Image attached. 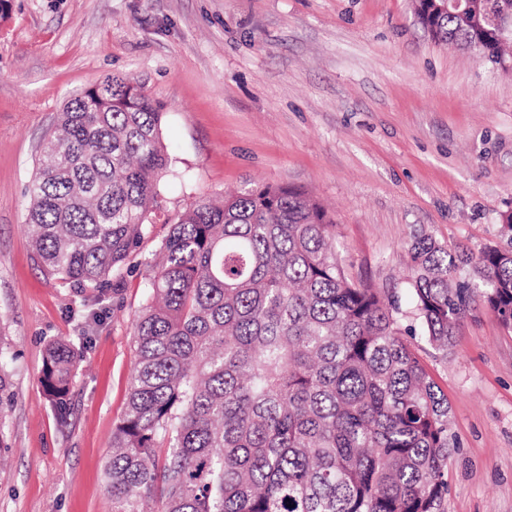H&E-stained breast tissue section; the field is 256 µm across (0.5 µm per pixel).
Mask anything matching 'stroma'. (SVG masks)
<instances>
[{
    "instance_id": "obj_1",
    "label": "stroma",
    "mask_w": 512,
    "mask_h": 512,
    "mask_svg": "<svg viewBox=\"0 0 512 512\" xmlns=\"http://www.w3.org/2000/svg\"><path fill=\"white\" fill-rule=\"evenodd\" d=\"M162 107L161 204L256 183L304 187L336 220L350 279L397 296L412 234L479 251L512 208V70L436 43L413 0H7L0 11V512H112L103 483L133 364L144 267L81 303L48 279L23 230L40 145L70 97L109 75ZM86 334L67 415L38 378L43 345ZM421 356L448 396L445 512H512V331L475 308L448 353Z\"/></svg>"
}]
</instances>
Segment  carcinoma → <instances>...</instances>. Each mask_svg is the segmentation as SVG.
<instances>
[{
    "mask_svg": "<svg viewBox=\"0 0 512 512\" xmlns=\"http://www.w3.org/2000/svg\"><path fill=\"white\" fill-rule=\"evenodd\" d=\"M463 17L417 0L434 39L505 56L490 0ZM161 106L108 76L71 98L28 183L24 232L49 278L112 287L154 224L170 163ZM327 209L293 185L201 199L141 260L149 295L103 477L113 512H442L448 398L401 328L399 307L351 282ZM406 283L425 342L448 352L475 305L512 329V210L498 239L466 253L415 234ZM87 343L43 349V394L66 401ZM12 372L0 361V408Z\"/></svg>",
    "mask_w": 512,
    "mask_h": 512,
    "instance_id": "carcinoma-1",
    "label": "carcinoma"
}]
</instances>
